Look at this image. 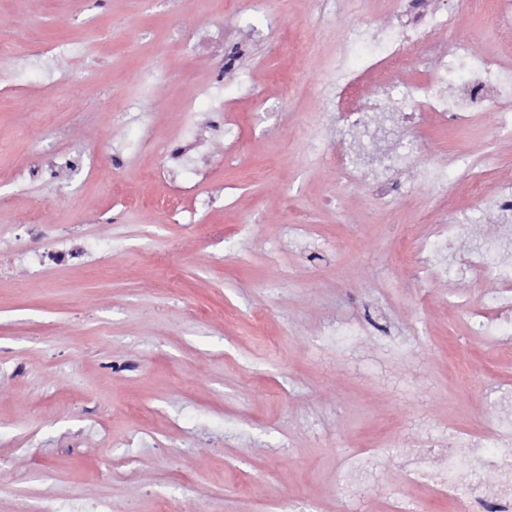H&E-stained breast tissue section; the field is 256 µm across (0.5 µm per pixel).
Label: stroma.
<instances>
[{
	"instance_id": "stroma-1",
	"label": "stroma",
	"mask_w": 512,
	"mask_h": 512,
	"mask_svg": "<svg viewBox=\"0 0 512 512\" xmlns=\"http://www.w3.org/2000/svg\"><path fill=\"white\" fill-rule=\"evenodd\" d=\"M449 5L456 24L438 42L512 66V29L468 0L424 3ZM410 10L0 0V41L17 53L0 87V245L27 248L38 196L41 223L96 250L0 277V512H463L408 481L402 451L490 421L512 346L448 309L464 292L483 304L496 281L428 279L417 243L453 211L496 235L471 184L512 180V139L490 109L466 128L414 113L402 133L415 162L386 200L338 176L331 81L364 55L342 49L358 26ZM57 42L72 51L42 54ZM156 65L166 82L146 81ZM70 70L84 82L63 83ZM187 127L199 146L185 154ZM451 153L463 163L443 201L415 174ZM128 360L135 371L119 370ZM369 448L383 451L371 481L342 494L344 460Z\"/></svg>"
}]
</instances>
